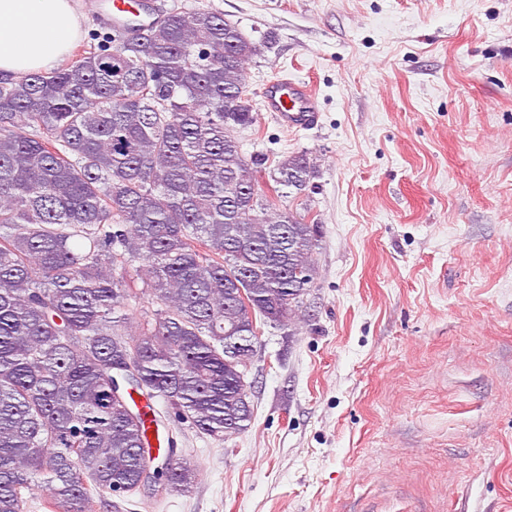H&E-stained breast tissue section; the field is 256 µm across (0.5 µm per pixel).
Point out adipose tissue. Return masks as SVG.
<instances>
[{
  "mask_svg": "<svg viewBox=\"0 0 512 512\" xmlns=\"http://www.w3.org/2000/svg\"><path fill=\"white\" fill-rule=\"evenodd\" d=\"M81 35L74 0H0V78L54 69Z\"/></svg>",
  "mask_w": 512,
  "mask_h": 512,
  "instance_id": "adipose-tissue-1",
  "label": "adipose tissue"
}]
</instances>
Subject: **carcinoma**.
<instances>
[{
    "label": "carcinoma",
    "mask_w": 512,
    "mask_h": 512,
    "mask_svg": "<svg viewBox=\"0 0 512 512\" xmlns=\"http://www.w3.org/2000/svg\"><path fill=\"white\" fill-rule=\"evenodd\" d=\"M261 47L222 12L162 7L0 79V512H28L35 486L48 512L190 492L173 434L152 446L155 398L217 441L250 426L229 346L298 316L318 245L234 135ZM314 169L288 153L268 177L300 193ZM146 294L157 308L126 330Z\"/></svg>",
    "instance_id": "cac0c4a2"
}]
</instances>
